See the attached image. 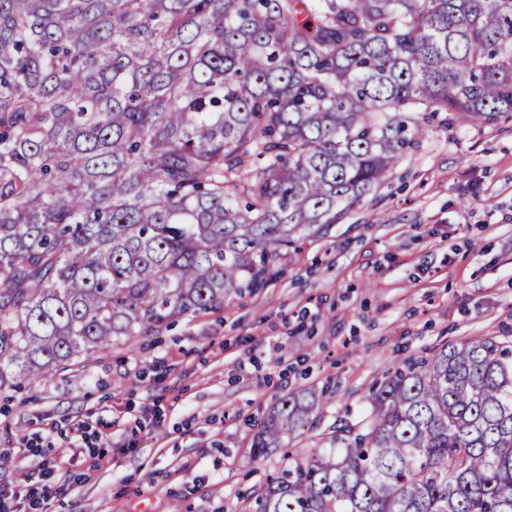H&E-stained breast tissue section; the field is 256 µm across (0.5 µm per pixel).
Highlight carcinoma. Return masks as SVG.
Listing matches in <instances>:
<instances>
[{
  "instance_id": "carcinoma-1",
  "label": "carcinoma",
  "mask_w": 512,
  "mask_h": 512,
  "mask_svg": "<svg viewBox=\"0 0 512 512\" xmlns=\"http://www.w3.org/2000/svg\"><path fill=\"white\" fill-rule=\"evenodd\" d=\"M512 118V0H0V390L265 285L424 133ZM248 512H512V344L395 370ZM282 396L259 463L309 429Z\"/></svg>"
}]
</instances>
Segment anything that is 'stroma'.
<instances>
[{
  "label": "stroma",
  "mask_w": 512,
  "mask_h": 512,
  "mask_svg": "<svg viewBox=\"0 0 512 512\" xmlns=\"http://www.w3.org/2000/svg\"><path fill=\"white\" fill-rule=\"evenodd\" d=\"M425 127L264 288L0 392V485L39 477L50 459L58 491L45 512H244L283 461V449L261 465L249 455L279 397L320 396L312 429L283 448H326L332 426L359 424L373 385L405 360L469 336L512 339V118L437 112ZM77 445L103 453L104 467L74 463Z\"/></svg>",
  "instance_id": "1"
}]
</instances>
